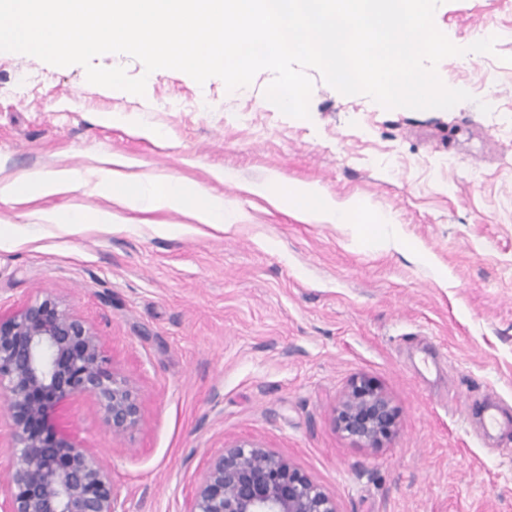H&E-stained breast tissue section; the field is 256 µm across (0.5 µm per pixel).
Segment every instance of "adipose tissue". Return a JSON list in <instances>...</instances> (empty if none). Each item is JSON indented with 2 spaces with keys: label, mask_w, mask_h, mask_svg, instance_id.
I'll list each match as a JSON object with an SVG mask.
<instances>
[{
  "label": "adipose tissue",
  "mask_w": 512,
  "mask_h": 512,
  "mask_svg": "<svg viewBox=\"0 0 512 512\" xmlns=\"http://www.w3.org/2000/svg\"><path fill=\"white\" fill-rule=\"evenodd\" d=\"M97 189L109 194L124 208L135 212L173 210L192 223L213 228H227L235 224L240 213L223 196L207 191L201 185L184 179H133L120 166L104 163L95 171ZM82 176L78 171H31L0 181V198L15 203L66 193L79 186ZM255 194L272 200H286L289 208L304 221L322 224H353L358 207L340 203L310 185H299L282 190L278 180L256 185Z\"/></svg>",
  "instance_id": "obj_1"
}]
</instances>
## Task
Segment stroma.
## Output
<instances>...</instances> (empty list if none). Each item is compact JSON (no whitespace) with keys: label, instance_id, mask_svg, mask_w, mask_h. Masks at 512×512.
<instances>
[{"label":"stroma","instance_id":"35a3bbf8","mask_svg":"<svg viewBox=\"0 0 512 512\" xmlns=\"http://www.w3.org/2000/svg\"><path fill=\"white\" fill-rule=\"evenodd\" d=\"M434 22L460 47L498 35L465 68L438 64L471 95L450 112L387 109L314 70L298 119L266 100L268 70L229 94L160 69L138 96L0 52V179L83 176L64 194L0 199L18 228L0 244V306L56 298L138 392L134 431L113 434L88 397L60 420L109 461L124 512H185L210 456L245 440L334 492L339 512H512V424L488 432L479 416L488 400L512 416V0H441ZM107 157L193 180L242 217L215 230L124 209L95 188ZM274 177L357 203L359 223L303 222L252 193ZM72 209L88 223L43 218ZM379 211L419 256L363 245ZM361 378L398 412L374 448L335 423Z\"/></svg>","mask_w":512,"mask_h":512}]
</instances>
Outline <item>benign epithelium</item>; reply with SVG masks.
Instances as JSON below:
<instances>
[{
    "mask_svg": "<svg viewBox=\"0 0 512 512\" xmlns=\"http://www.w3.org/2000/svg\"><path fill=\"white\" fill-rule=\"evenodd\" d=\"M0 395L10 418L0 446V512H120L109 462L66 435L60 409L94 400L116 434L137 429L141 409L127 381L106 367L101 336L46 296L0 309ZM396 410L372 383H352L339 430L370 446L388 437ZM187 512H339L334 493L257 443L215 452L194 481Z\"/></svg>",
    "mask_w": 512,
    "mask_h": 512,
    "instance_id": "1",
    "label": "benign epithelium"
}]
</instances>
